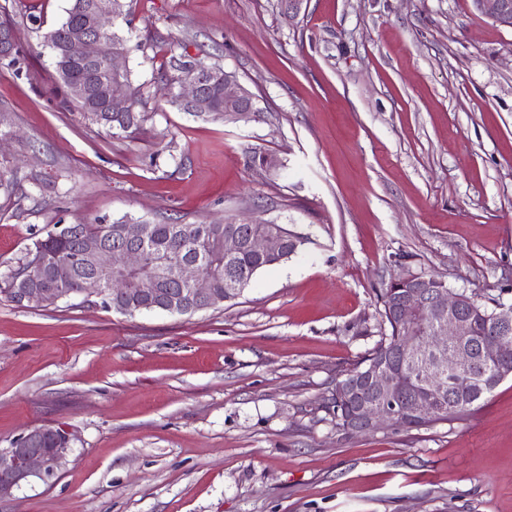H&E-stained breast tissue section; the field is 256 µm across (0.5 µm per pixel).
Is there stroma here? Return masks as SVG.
Returning <instances> with one entry per match:
<instances>
[{"label": "stroma", "mask_w": 512, "mask_h": 512, "mask_svg": "<svg viewBox=\"0 0 512 512\" xmlns=\"http://www.w3.org/2000/svg\"><path fill=\"white\" fill-rule=\"evenodd\" d=\"M123 2L152 114L133 138L51 76L71 0H0V276L58 224L264 219L305 243L191 316L0 295V448L47 424L74 436L56 481L0 512H512L511 377L452 423L348 435L327 410L388 331L392 279L512 304V28L472 0ZM205 55L262 119L173 103L171 61Z\"/></svg>", "instance_id": "stroma-1"}]
</instances>
